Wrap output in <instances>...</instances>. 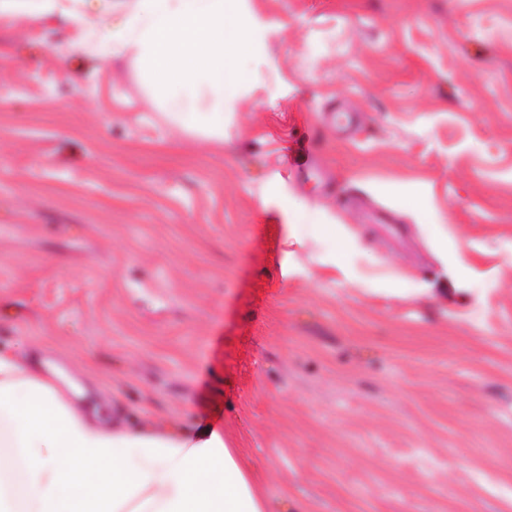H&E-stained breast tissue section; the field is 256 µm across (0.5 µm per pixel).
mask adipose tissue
Wrapping results in <instances>:
<instances>
[{"label": "adipose tissue", "instance_id": "1", "mask_svg": "<svg viewBox=\"0 0 512 512\" xmlns=\"http://www.w3.org/2000/svg\"><path fill=\"white\" fill-rule=\"evenodd\" d=\"M237 2L0 0V17L74 24L89 53L131 60L184 130L220 142L227 102L253 78V27ZM116 9L99 32L94 14ZM83 394L41 352L0 350V512H272L223 428H131L81 406Z\"/></svg>", "mask_w": 512, "mask_h": 512}]
</instances>
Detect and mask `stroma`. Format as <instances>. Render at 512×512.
Masks as SVG:
<instances>
[{"instance_id":"obj_1","label":"stroma","mask_w":512,"mask_h":512,"mask_svg":"<svg viewBox=\"0 0 512 512\" xmlns=\"http://www.w3.org/2000/svg\"><path fill=\"white\" fill-rule=\"evenodd\" d=\"M240 8L220 145L0 21V347L223 426L276 512H512V0Z\"/></svg>"}]
</instances>
